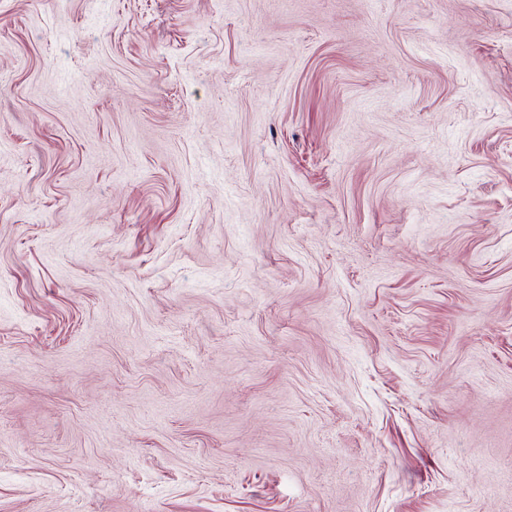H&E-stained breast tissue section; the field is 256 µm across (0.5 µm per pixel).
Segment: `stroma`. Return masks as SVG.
I'll list each match as a JSON object with an SVG mask.
<instances>
[{
  "mask_svg": "<svg viewBox=\"0 0 512 512\" xmlns=\"http://www.w3.org/2000/svg\"><path fill=\"white\" fill-rule=\"evenodd\" d=\"M0 512H512V0H0Z\"/></svg>",
  "mask_w": 512,
  "mask_h": 512,
  "instance_id": "35a3bbf8",
  "label": "stroma"
}]
</instances>
